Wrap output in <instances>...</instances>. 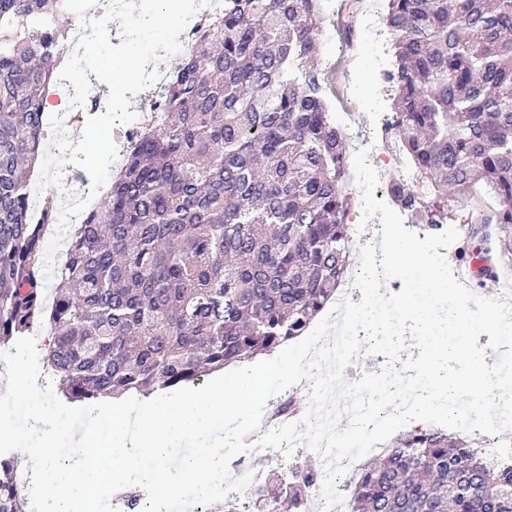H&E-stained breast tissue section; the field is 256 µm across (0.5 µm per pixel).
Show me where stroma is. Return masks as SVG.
Segmentation results:
<instances>
[{
	"instance_id": "1",
	"label": "stroma",
	"mask_w": 512,
	"mask_h": 512,
	"mask_svg": "<svg viewBox=\"0 0 512 512\" xmlns=\"http://www.w3.org/2000/svg\"><path fill=\"white\" fill-rule=\"evenodd\" d=\"M344 0L325 6L326 33L330 41L317 45L315 61L329 76L328 98L332 115L349 135V152L368 149L377 170L376 199L390 202L389 187L409 171L391 142L383 139L382 127L393 110L394 93L382 80L393 65L394 34L386 23L387 0H363L352 41H345L336 22Z\"/></svg>"
}]
</instances>
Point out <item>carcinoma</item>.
<instances>
[{
  "label": "carcinoma",
  "instance_id": "carcinoma-1",
  "mask_svg": "<svg viewBox=\"0 0 512 512\" xmlns=\"http://www.w3.org/2000/svg\"><path fill=\"white\" fill-rule=\"evenodd\" d=\"M63 0H0V344L46 323L47 366L84 404L149 396L273 352L336 299L350 266L346 136L311 65L320 0H224L168 70L163 112L41 288L51 212L24 169L64 50ZM396 88L385 133L416 176L390 186L413 224H465L477 284L512 262V0H388ZM318 469H271L253 512H306ZM0 512H23L0 458ZM348 512H512V450L418 425L357 469ZM39 175L31 182L27 190V202L33 223H41L42 216V200L45 194L55 195L61 201V194L58 189L48 187L40 194L36 193V186L38 183Z\"/></svg>",
  "mask_w": 512,
  "mask_h": 512
}]
</instances>
